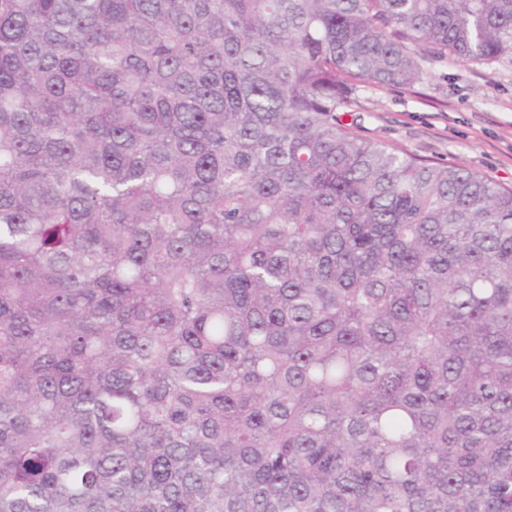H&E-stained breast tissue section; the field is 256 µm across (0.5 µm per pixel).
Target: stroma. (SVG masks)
<instances>
[{"instance_id": "35a3bbf8", "label": "stroma", "mask_w": 512, "mask_h": 512, "mask_svg": "<svg viewBox=\"0 0 512 512\" xmlns=\"http://www.w3.org/2000/svg\"><path fill=\"white\" fill-rule=\"evenodd\" d=\"M427 70L412 88H362L359 134L512 188V51L487 62L434 61Z\"/></svg>"}]
</instances>
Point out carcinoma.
I'll list each match as a JSON object with an SVG mask.
<instances>
[{
  "instance_id": "carcinoma-1",
  "label": "carcinoma",
  "mask_w": 512,
  "mask_h": 512,
  "mask_svg": "<svg viewBox=\"0 0 512 512\" xmlns=\"http://www.w3.org/2000/svg\"><path fill=\"white\" fill-rule=\"evenodd\" d=\"M512 0H0V512H512V189L343 116Z\"/></svg>"
}]
</instances>
